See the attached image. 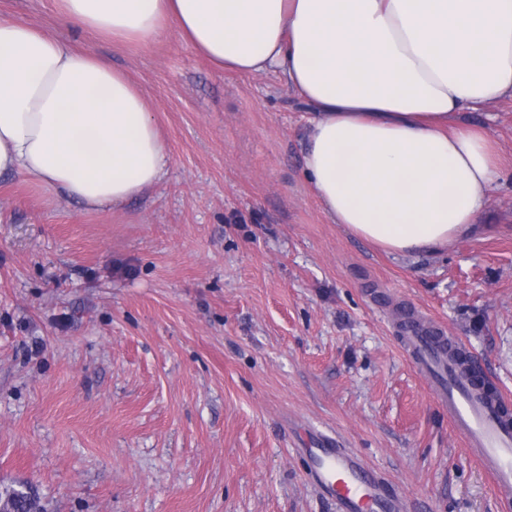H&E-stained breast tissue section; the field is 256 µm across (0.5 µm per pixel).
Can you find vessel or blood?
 <instances>
[{
  "instance_id": "1",
  "label": "vessel or blood",
  "mask_w": 512,
  "mask_h": 512,
  "mask_svg": "<svg viewBox=\"0 0 512 512\" xmlns=\"http://www.w3.org/2000/svg\"><path fill=\"white\" fill-rule=\"evenodd\" d=\"M402 345L416 366L430 376L439 401L470 451L491 474L498 492L512 496V424L496 401L484 398L476 376L444 366V338L407 333ZM309 477L336 501L340 512H401L399 497L386 491L360 458L343 448H321L311 458Z\"/></svg>"
}]
</instances>
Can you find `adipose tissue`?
Returning <instances> with one entry per match:
<instances>
[{"label": "adipose tissue", "instance_id": "1", "mask_svg": "<svg viewBox=\"0 0 512 512\" xmlns=\"http://www.w3.org/2000/svg\"><path fill=\"white\" fill-rule=\"evenodd\" d=\"M146 46L176 25L216 68L282 73L314 109L304 173L333 223L394 254L467 234L505 175L463 112L512 99V0H59ZM171 157L140 91L87 50L0 17V175L120 206Z\"/></svg>", "mask_w": 512, "mask_h": 512}]
</instances>
